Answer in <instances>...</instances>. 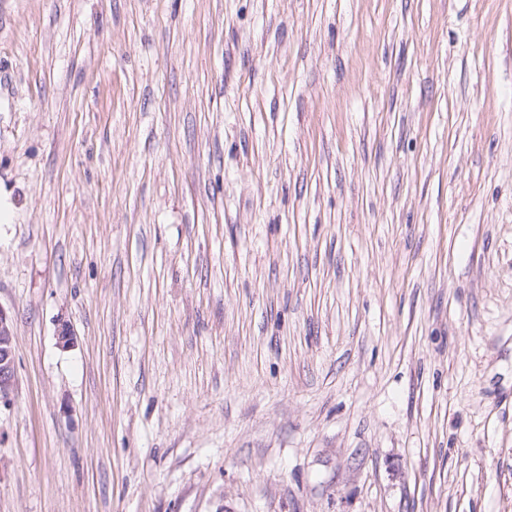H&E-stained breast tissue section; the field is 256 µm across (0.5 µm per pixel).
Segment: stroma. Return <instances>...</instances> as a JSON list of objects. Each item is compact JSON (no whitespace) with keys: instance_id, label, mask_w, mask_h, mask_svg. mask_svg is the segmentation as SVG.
I'll return each mask as SVG.
<instances>
[{"instance_id":"obj_1","label":"stroma","mask_w":512,"mask_h":512,"mask_svg":"<svg viewBox=\"0 0 512 512\" xmlns=\"http://www.w3.org/2000/svg\"><path fill=\"white\" fill-rule=\"evenodd\" d=\"M0 198V512H512V0H0ZM14 341L11 316L0 306V404L9 400L15 382Z\"/></svg>"}]
</instances>
